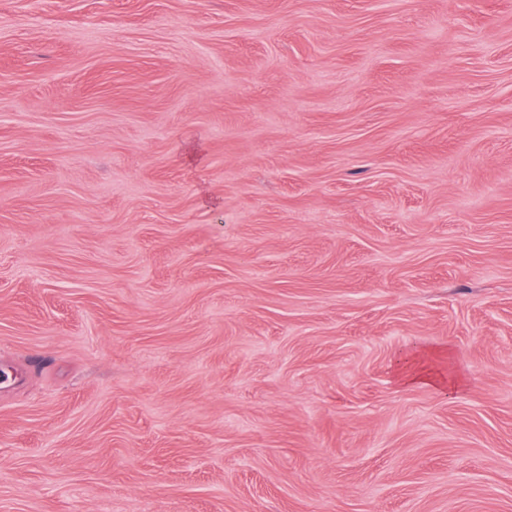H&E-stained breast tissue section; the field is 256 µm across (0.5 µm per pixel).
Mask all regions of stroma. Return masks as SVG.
Returning a JSON list of instances; mask_svg holds the SVG:
<instances>
[{
	"instance_id": "stroma-1",
	"label": "stroma",
	"mask_w": 512,
	"mask_h": 512,
	"mask_svg": "<svg viewBox=\"0 0 512 512\" xmlns=\"http://www.w3.org/2000/svg\"><path fill=\"white\" fill-rule=\"evenodd\" d=\"M3 365L0 512H512V0H0Z\"/></svg>"
}]
</instances>
